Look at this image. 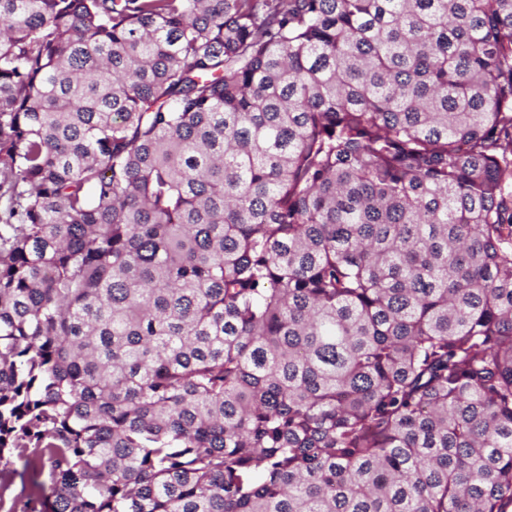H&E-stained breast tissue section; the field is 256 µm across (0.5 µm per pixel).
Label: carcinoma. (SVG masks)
I'll return each mask as SVG.
<instances>
[{
    "label": "carcinoma",
    "mask_w": 512,
    "mask_h": 512,
    "mask_svg": "<svg viewBox=\"0 0 512 512\" xmlns=\"http://www.w3.org/2000/svg\"><path fill=\"white\" fill-rule=\"evenodd\" d=\"M0 512H512V0H0ZM12 495L17 499L19 511H34L41 508V504L50 493V480L47 468L38 476L27 473L24 481L16 477L11 487Z\"/></svg>",
    "instance_id": "1"
}]
</instances>
